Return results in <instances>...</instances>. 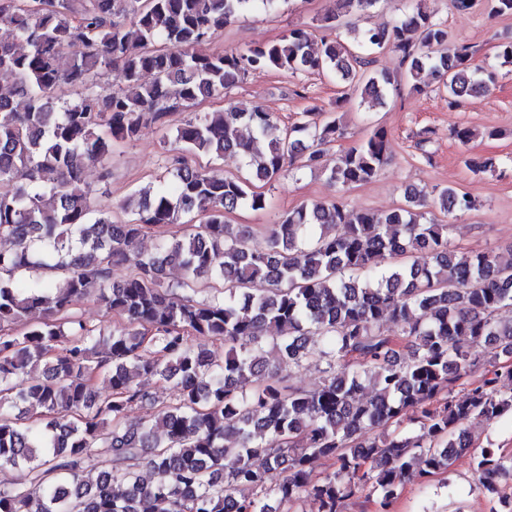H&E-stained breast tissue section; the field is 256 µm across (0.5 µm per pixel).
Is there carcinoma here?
Here are the masks:
<instances>
[{
    "label": "carcinoma",
    "mask_w": 512,
    "mask_h": 512,
    "mask_svg": "<svg viewBox=\"0 0 512 512\" xmlns=\"http://www.w3.org/2000/svg\"><path fill=\"white\" fill-rule=\"evenodd\" d=\"M276 2L40 0L33 9L0 0L11 31L0 73L14 80V103L0 100V470L21 472L0 484V512H297L307 500L315 512H343L367 488L390 512L406 479L425 482L466 451L490 512L509 501L500 479L512 455L473 447L465 423L512 413V321L498 319L512 308V252L456 249L451 225L426 222L415 190L383 214L340 200L299 206L279 217L264 250L224 221L244 206L266 209L253 183L287 171H321L343 190L371 181L389 159L385 131L329 165L326 147L343 137L334 111L312 108L285 127L230 100L176 128L165 175L123 204L133 218L115 221L112 205L90 201L86 172L112 142L137 140L251 71L333 75L344 85L338 109L384 103L392 78L371 66L386 49L407 63L411 90L423 91L426 72L438 78L450 109L495 80L471 66L470 47H448L432 10L359 26L378 0H337L324 17L348 44H316L296 27L244 53L193 51ZM101 71L113 83L96 89ZM226 154L241 157L246 176L187 160ZM436 204L447 214L471 207L450 187ZM192 216L198 230L130 252L147 230ZM116 265L130 269L121 283ZM168 268L183 277L167 280ZM210 282L224 297L188 295ZM92 294L124 324L97 332L57 319ZM388 319L398 333L384 329ZM313 359L325 364L320 385L290 384L281 366ZM150 381L173 384L175 400L157 404ZM138 405L153 412L127 423ZM146 451L149 480L138 471ZM101 453L112 466L91 480L86 464ZM317 458L335 469L314 477Z\"/></svg>",
    "instance_id": "cac0c4a2"
}]
</instances>
